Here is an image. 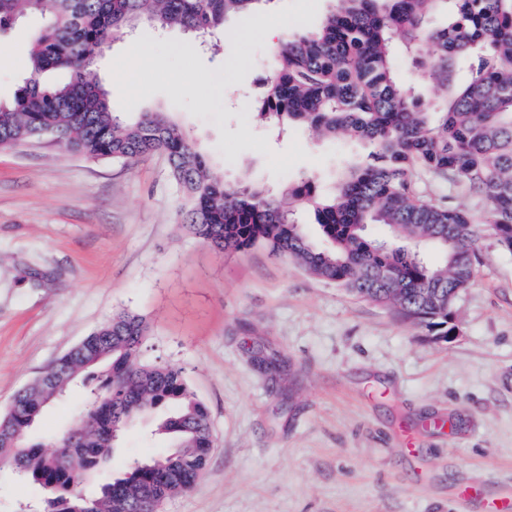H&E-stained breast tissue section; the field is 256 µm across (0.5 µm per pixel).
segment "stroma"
Returning a JSON list of instances; mask_svg holds the SVG:
<instances>
[{
  "label": "stroma",
  "instance_id": "1",
  "mask_svg": "<svg viewBox=\"0 0 512 512\" xmlns=\"http://www.w3.org/2000/svg\"><path fill=\"white\" fill-rule=\"evenodd\" d=\"M329 0H270L228 19L218 54L181 30L139 25L99 52L94 76L121 116L167 113L224 180L273 193L302 175L330 185L369 150L252 111L268 71L266 25H318ZM33 15L0 34V100L30 70ZM148 49L145 60L129 54ZM159 154L131 166L44 139L0 151V413L56 358L129 310L141 358L180 366L207 406L214 447L194 489L162 512H486L512 496V254L481 241L454 305L460 334L424 341L386 307L314 278L267 247L224 252L190 234ZM78 385L46 407L34 441L53 450L86 404ZM417 436L414 454L401 431ZM153 419L129 423L105 472L162 455ZM476 487L478 496L458 490Z\"/></svg>",
  "mask_w": 512,
  "mask_h": 512
}]
</instances>
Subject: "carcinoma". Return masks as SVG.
<instances>
[{
    "label": "carcinoma",
    "instance_id": "1",
    "mask_svg": "<svg viewBox=\"0 0 512 512\" xmlns=\"http://www.w3.org/2000/svg\"><path fill=\"white\" fill-rule=\"evenodd\" d=\"M270 0H0V31L38 14L31 75L12 102H0V149L42 138L93 160L132 164L166 155L182 192V223L207 244L240 251L264 245L348 294L391 308L437 342L448 313L474 279L479 243L490 236L512 253V0H334L323 22L294 32L269 52L259 78L258 118L291 123L328 138L372 147V162L347 164L328 193L301 177L278 199L212 173L189 134L163 112L115 115L91 76L97 52L142 20L176 27L205 44L224 34L227 16ZM411 64L401 78L397 60ZM67 70L51 85L42 73ZM427 171L457 185L477 209L420 195ZM313 208L326 247L315 245L295 207ZM381 225L390 240L375 237ZM433 246L441 261L416 247ZM146 319L121 311L17 392L0 416V464L42 490L43 512H144L189 492L204 474L209 411L173 364L140 360ZM94 382L86 413L47 453L31 440L44 408L78 378ZM169 410L159 432L173 449L131 463L98 484L119 432L153 410Z\"/></svg>",
    "mask_w": 512,
    "mask_h": 512
}]
</instances>
